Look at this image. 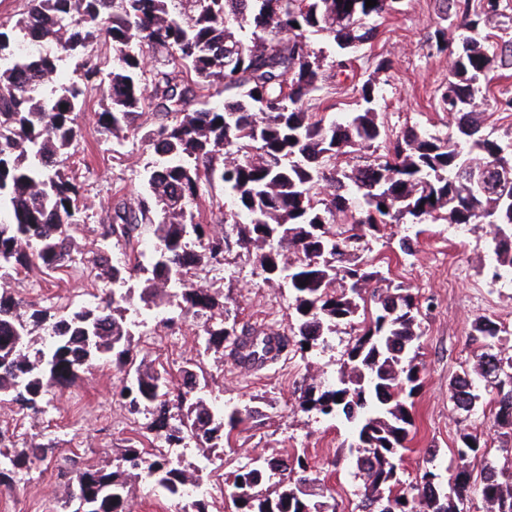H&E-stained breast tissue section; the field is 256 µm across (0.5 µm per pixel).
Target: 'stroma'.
Segmentation results:
<instances>
[{
  "instance_id": "35a3bbf8",
  "label": "stroma",
  "mask_w": 512,
  "mask_h": 512,
  "mask_svg": "<svg viewBox=\"0 0 512 512\" xmlns=\"http://www.w3.org/2000/svg\"><path fill=\"white\" fill-rule=\"evenodd\" d=\"M375 39L352 52L347 73L327 82L305 102L308 111L335 118L353 111L359 90L374 81L383 95L378 109L389 137L404 128L417 127L429 136L447 137L453 123L438 99L451 78L450 50L460 43L462 31L456 17L447 15L441 0H403L399 12L378 19ZM444 30L448 50L428 46L435 30ZM100 97L89 94L81 115L84 138L68 164L79 178L87 218L73 233L71 261L56 271L35 267L13 282L25 305L39 309L52 305H84L103 288L91 270V261L102 247V226L107 223L115 192L137 194L141 174L153 155L140 138H129L120 150L99 133ZM417 239L415 256L398 255L403 236ZM486 236L481 227L458 234L445 221L423 224H387L364 250L368 258H389L395 281L413 289L418 297L422 336L417 358L422 388L413 410L416 433L403 452L399 477L402 484L416 483L427 469L428 449L437 451V471L445 473L455 440L461 433L478 435L486 444V459L498 466H512V439L501 436L494 422L490 400L484 393L474 414L465 417L451 409L450 382L462 369L473 367L478 350L469 341L475 319L487 318L500 325L501 344L512 355V285L492 281L490 271L478 263L485 256ZM256 248L232 246L223 265L196 277L197 285L223 292L240 323L258 333L291 336L294 318L288 305L287 285L263 282L256 262ZM360 329L359 322L339 325L326 345L303 352L289 347L275 363L259 370L239 367L232 353L221 362L199 360L198 374L206 382L211 400L225 409L250 405L261 417L233 431L218 461L213 462V512H234L223 487L234 473L263 458L299 453L305 455L313 475L336 512H360L363 479L350 457L353 430L321 415L303 411L298 404L301 387L335 378ZM197 327L179 321L157 335L138 338L140 359L163 364L171 376L197 358ZM120 374L111 362L99 361L85 370L76 386L53 399L63 413L55 424L24 417L10 398H0V415L10 424L0 427L6 441L31 440L52 444L54 451L31 473L20 475L10 491L0 490V512H62L68 489L57 478V465L71 454L85 461L106 464L117 448L148 433L149 419L130 418L117 392Z\"/></svg>"
}]
</instances>
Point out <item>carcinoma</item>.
<instances>
[{
  "instance_id": "1",
  "label": "carcinoma",
  "mask_w": 512,
  "mask_h": 512,
  "mask_svg": "<svg viewBox=\"0 0 512 512\" xmlns=\"http://www.w3.org/2000/svg\"><path fill=\"white\" fill-rule=\"evenodd\" d=\"M27 0L26 15L0 21V394L11 395L23 415L46 413L47 396L67 388L92 362L110 358L123 372L120 394L131 415L151 416L149 431L170 445L215 448L254 411L212 409L197 372L180 370L176 383L165 370L136 361L134 336L153 309L175 301L178 317L201 328L198 357L233 346L245 357L252 329L229 321L224 294L193 287L187 275L224 260L231 235L259 250L267 283L288 281L292 290L296 345L326 342L342 323L354 321L367 302L375 313L360 332L329 386L301 391L299 406L350 424L357 434L355 464L364 478L362 512H461L471 489L469 461L483 444L459 435L452 493L423 473L414 494L396 493L401 449L414 427L421 387L417 359L421 336L416 294L393 283L389 271L359 255L361 242L385 224H422L445 211L450 224L492 225L489 248L496 257L491 278L512 274V186L497 192L491 171L512 168V142L481 133L475 108L492 81L512 68V40L495 48L483 26L501 15V0H443L467 32L453 56L452 81L440 108L453 119L446 139L413 126L393 143L392 153L363 164L341 165L361 147L387 139L379 121L376 85L360 89L356 111L326 119L304 107L332 74L351 65L349 52L377 35L376 17L398 11L401 0ZM93 40L112 48L120 65L109 69L84 61L85 83H55L62 62L82 55ZM164 59L149 66L145 52ZM239 66L224 69V58ZM229 96L212 101L214 84ZM100 96L101 132L112 144L151 121L145 139L157 159L144 167L145 195L122 194L112 202L102 237L135 257L114 265L109 251L92 261L96 277L112 289L94 305L58 318L45 308L27 313L7 281L34 266L53 270L69 256V229L84 221L81 186L65 170L69 149L84 137L80 115L88 89ZM229 205H217L215 231L193 207L215 186ZM435 201H430V198ZM161 242L147 261L138 250L146 229ZM144 282L139 300L125 284ZM131 308L141 320L126 317ZM49 331L46 347L22 352L36 330ZM502 328L477 319L470 340L481 349L473 369L451 383L453 410L470 416L480 399L478 381L496 390L494 418L512 435V356L498 347ZM178 410L173 419L172 409ZM51 444L0 448V488L43 461ZM60 471L71 487L73 512H126L132 481L146 479L183 512H211L205 497L187 488L197 470L162 448L130 443L118 464L78 465ZM278 481L268 484L270 476ZM479 492L487 512H512V471L485 461ZM235 512H336L317 491L306 458L272 457L238 471L229 494Z\"/></svg>"
}]
</instances>
